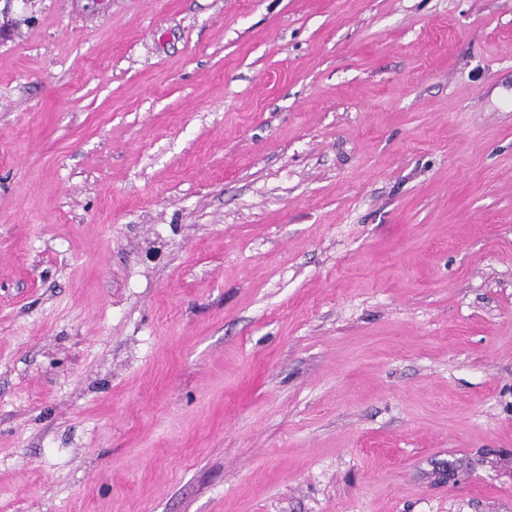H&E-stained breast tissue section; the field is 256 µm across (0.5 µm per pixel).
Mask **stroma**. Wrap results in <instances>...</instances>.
<instances>
[{"label": "stroma", "mask_w": 512, "mask_h": 512, "mask_svg": "<svg viewBox=\"0 0 512 512\" xmlns=\"http://www.w3.org/2000/svg\"><path fill=\"white\" fill-rule=\"evenodd\" d=\"M0 512H512V0H0Z\"/></svg>", "instance_id": "stroma-1"}]
</instances>
